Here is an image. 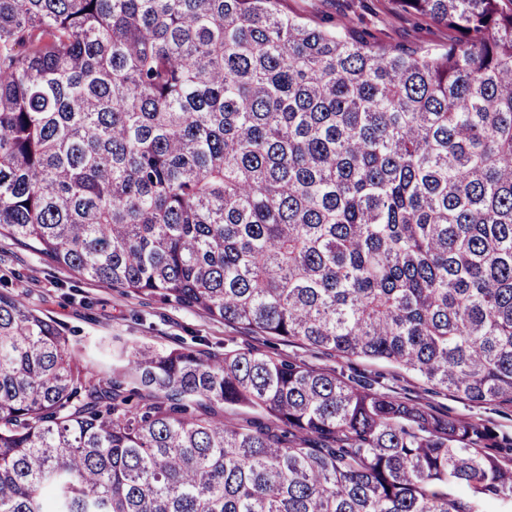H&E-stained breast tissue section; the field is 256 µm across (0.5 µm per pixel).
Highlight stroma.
<instances>
[{
  "instance_id": "stroma-1",
  "label": "stroma",
  "mask_w": 512,
  "mask_h": 512,
  "mask_svg": "<svg viewBox=\"0 0 512 512\" xmlns=\"http://www.w3.org/2000/svg\"><path fill=\"white\" fill-rule=\"evenodd\" d=\"M289 8L313 24L336 23L376 36L384 45L439 49L448 43L446 26L412 13H401L393 0H288ZM0 284L25 307L54 319L78 348L93 373L109 377L120 367L121 349L142 341L160 350L190 344L221 355L256 348L307 367L342 374L345 380L449 415L487 425L512 437V405L471 403L424 382L414 373L382 360L345 358L338 353L254 336L205 312L134 295L49 264L38 254L0 236Z\"/></svg>"
}]
</instances>
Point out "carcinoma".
Segmentation results:
<instances>
[{
  "instance_id": "obj_1",
  "label": "carcinoma",
  "mask_w": 512,
  "mask_h": 512,
  "mask_svg": "<svg viewBox=\"0 0 512 512\" xmlns=\"http://www.w3.org/2000/svg\"><path fill=\"white\" fill-rule=\"evenodd\" d=\"M393 2L448 47L288 0H0V235L512 403V7ZM121 356L128 391L0 289V512L512 509L489 427L249 349Z\"/></svg>"
}]
</instances>
